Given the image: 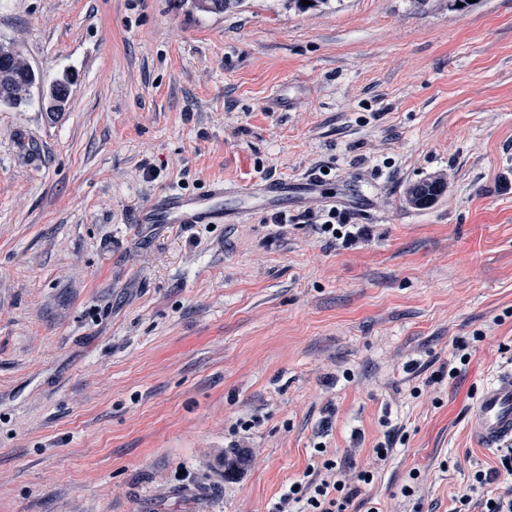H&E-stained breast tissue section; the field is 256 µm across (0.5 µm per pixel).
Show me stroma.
<instances>
[{
	"label": "stroma",
	"mask_w": 512,
	"mask_h": 512,
	"mask_svg": "<svg viewBox=\"0 0 512 512\" xmlns=\"http://www.w3.org/2000/svg\"><path fill=\"white\" fill-rule=\"evenodd\" d=\"M0 44L69 81L0 106V512H267L317 442L376 471L350 512H451L499 467L466 422L512 365V0H0ZM310 175L358 186L351 245L327 200L132 221ZM443 181L429 178L414 184L408 191V201L415 207L425 208L435 202L443 191ZM319 220L322 221L318 223L323 234L331 235L334 239H343L346 244L354 239L352 232L346 229L347 226L351 225L346 224L348 217L344 210L332 206L319 215L317 221Z\"/></svg>",
	"instance_id": "1"
}]
</instances>
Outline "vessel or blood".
<instances>
[{
  "label": "vessel or blood",
  "mask_w": 512,
  "mask_h": 512,
  "mask_svg": "<svg viewBox=\"0 0 512 512\" xmlns=\"http://www.w3.org/2000/svg\"><path fill=\"white\" fill-rule=\"evenodd\" d=\"M320 179L266 180L233 189L215 185L200 195L169 192L139 212V224H221L247 213V201L258 198L272 205L294 197L309 201L322 193ZM471 436L484 448L512 443V369H500L493 381L481 389L468 412Z\"/></svg>",
  "instance_id": "obj_1"
}]
</instances>
